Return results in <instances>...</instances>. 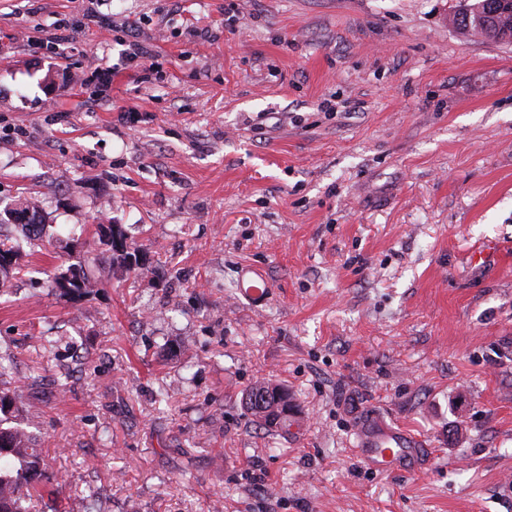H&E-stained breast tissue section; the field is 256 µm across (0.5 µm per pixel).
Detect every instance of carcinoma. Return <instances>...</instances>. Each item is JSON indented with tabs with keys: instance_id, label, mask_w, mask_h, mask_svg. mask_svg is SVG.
<instances>
[{
	"instance_id": "obj_1",
	"label": "carcinoma",
	"mask_w": 512,
	"mask_h": 512,
	"mask_svg": "<svg viewBox=\"0 0 512 512\" xmlns=\"http://www.w3.org/2000/svg\"><path fill=\"white\" fill-rule=\"evenodd\" d=\"M481 13L490 22L486 29L472 26L474 12ZM452 25L461 33L479 36L493 42H512V0H471L453 15ZM19 212L39 216L38 225L46 227L49 213L37 200H28ZM98 235L102 244L109 247L114 259L128 270L140 269L142 262H131L139 258V250L127 243V237L119 224H101ZM19 248L0 238V285L7 284L20 270L16 262ZM67 282L68 294L82 295L92 287L82 265L71 264L60 268L50 280V287L58 289ZM277 385L270 381L253 384L246 393L245 406L260 426L269 432H288L294 422L293 416L284 414L283 405L275 400L273 389ZM15 392L0 389V512H27L23 503L31 496L34 480L40 475L43 459L32 445L26 431L17 422L20 409L16 406Z\"/></svg>"
}]
</instances>
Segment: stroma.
Wrapping results in <instances>:
<instances>
[{"label": "stroma", "instance_id": "stroma-1", "mask_svg": "<svg viewBox=\"0 0 512 512\" xmlns=\"http://www.w3.org/2000/svg\"><path fill=\"white\" fill-rule=\"evenodd\" d=\"M460 3L0 0V203L53 218L0 293L32 512H512V44ZM98 235L102 244L109 247L112 251V261L116 259L127 270H136L142 268L145 263L139 262V250L131 247L127 243V237L119 224H101L98 226ZM115 255V256H114ZM135 258V264L131 258ZM62 281H66L70 288H58ZM50 287L55 290H64V294L82 295L93 288L90 280L87 278L82 264H70L66 268H59L50 280ZM270 387H272L271 392H269ZM275 388L282 389L292 399L288 389L284 386L274 384L270 380H263L256 382L249 388L246 393L245 406L259 425L268 432L286 433L288 427L294 422V415L284 414L283 405L280 401L275 400L273 392ZM357 442L364 448L373 468L379 471L398 468L405 459L417 457L420 448L425 446L420 437L384 424L361 428Z\"/></svg>", "mask_w": 512, "mask_h": 512}]
</instances>
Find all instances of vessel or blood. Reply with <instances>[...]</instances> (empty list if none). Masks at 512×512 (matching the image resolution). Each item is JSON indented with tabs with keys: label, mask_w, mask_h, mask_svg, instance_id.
I'll list each match as a JSON object with an SVG mask.
<instances>
[{
	"label": "vessel or blood",
	"mask_w": 512,
	"mask_h": 512,
	"mask_svg": "<svg viewBox=\"0 0 512 512\" xmlns=\"http://www.w3.org/2000/svg\"><path fill=\"white\" fill-rule=\"evenodd\" d=\"M357 442L364 448L373 468L379 471L398 468L405 459L418 456L423 446L420 437L384 424L361 428Z\"/></svg>",
	"instance_id": "vessel-or-blood-1"
}]
</instances>
